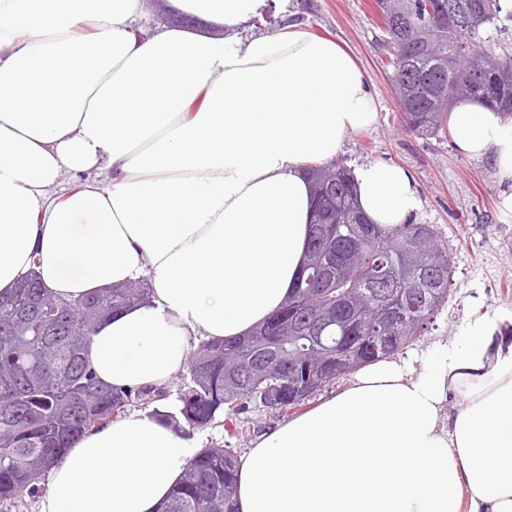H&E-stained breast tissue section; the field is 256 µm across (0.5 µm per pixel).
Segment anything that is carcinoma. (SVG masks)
I'll list each match as a JSON object with an SVG mask.
<instances>
[{"label":"carcinoma","mask_w":512,"mask_h":512,"mask_svg":"<svg viewBox=\"0 0 512 512\" xmlns=\"http://www.w3.org/2000/svg\"><path fill=\"white\" fill-rule=\"evenodd\" d=\"M376 0L390 48L387 66L407 130L436 136L448 112L482 101L512 119V68L481 40L486 25L512 22L501 0ZM352 170L342 162L310 172L314 212L307 260L288 302L250 334L203 340L188 356L193 386L178 396V415L155 411L174 428H204L219 417L239 435L245 403L280 394L283 414L305 402L297 386L316 369L325 386L343 368L394 357L434 322L455 285V270L433 224L385 228L369 223L353 196ZM388 280L373 278L378 265ZM141 279L85 298L55 296L35 272L0 299V504L39 493L51 467L88 431L160 394L116 390L95 381L87 354L95 329L112 312L149 298ZM54 311L49 326L35 305ZM236 456L203 448L188 463L163 512H237Z\"/></svg>","instance_id":"obj_1"}]
</instances>
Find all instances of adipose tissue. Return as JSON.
Instances as JSON below:
<instances>
[{
    "mask_svg": "<svg viewBox=\"0 0 512 512\" xmlns=\"http://www.w3.org/2000/svg\"><path fill=\"white\" fill-rule=\"evenodd\" d=\"M264 2L168 0L226 36L138 37L141 0H0V295L33 269L72 298L149 275V303L92 337L101 382L159 389L192 338L243 335L281 307L309 236L308 167L377 121L338 42L294 22L230 37ZM448 124L459 153L512 180L499 113L464 102ZM354 177L371 223L397 227L420 208L399 166ZM509 323L469 320L419 372L367 364L258 434L239 458V512H512V345L497 342ZM197 452L152 413L117 415L51 469L39 512H158Z\"/></svg>",
    "mask_w": 512,
    "mask_h": 512,
    "instance_id": "1",
    "label": "adipose tissue"
}]
</instances>
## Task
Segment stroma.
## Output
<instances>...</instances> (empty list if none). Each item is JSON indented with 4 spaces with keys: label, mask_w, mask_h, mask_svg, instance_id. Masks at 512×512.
I'll return each instance as SVG.
<instances>
[{
    "label": "stroma",
    "mask_w": 512,
    "mask_h": 512,
    "mask_svg": "<svg viewBox=\"0 0 512 512\" xmlns=\"http://www.w3.org/2000/svg\"><path fill=\"white\" fill-rule=\"evenodd\" d=\"M291 7L296 22L348 48L374 98L377 124L346 135L339 160L351 167L380 160L406 169L421 199L415 220L439 229L455 268L447 304L405 350L404 360L456 341L475 315L512 312V210L504 204L512 182L501 180L486 161L457 153L451 139L405 130L375 0H291Z\"/></svg>",
    "instance_id": "35a3bbf8"
}]
</instances>
